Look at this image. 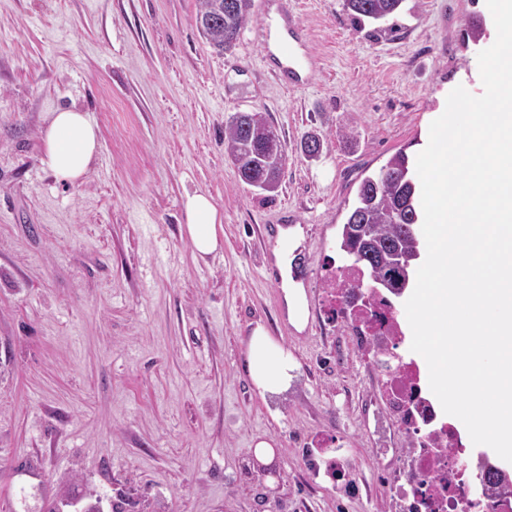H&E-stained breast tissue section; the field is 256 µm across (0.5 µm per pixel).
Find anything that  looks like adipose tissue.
<instances>
[{"label": "adipose tissue", "mask_w": 512, "mask_h": 512, "mask_svg": "<svg viewBox=\"0 0 512 512\" xmlns=\"http://www.w3.org/2000/svg\"><path fill=\"white\" fill-rule=\"evenodd\" d=\"M40 139V165L62 184L84 182L100 157V129L88 112L75 105H48L41 114ZM183 208L185 222L182 232L190 240L195 257L203 259L221 253L224 248V214L213 198L200 190L189 192L184 197ZM302 240V228H287L281 231L273 249L287 316L299 330L306 325V299L301 283L292 277L290 268L292 251L300 247ZM244 358L252 385L261 396L277 395L287 390L295 364L264 324L255 323L250 329Z\"/></svg>", "instance_id": "obj_1"}]
</instances>
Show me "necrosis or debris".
<instances>
[{
	"label": "necrosis or debris",
	"mask_w": 512,
	"mask_h": 512,
	"mask_svg": "<svg viewBox=\"0 0 512 512\" xmlns=\"http://www.w3.org/2000/svg\"><path fill=\"white\" fill-rule=\"evenodd\" d=\"M355 279L347 271L334 274L331 303L348 324L358 352L373 367L384 368L385 379L375 396L409 438L398 469L384 471L402 512H456L460 493L471 490L479 494L480 512H512V493L501 488L494 471L475 464L464 472L457 468L459 430L452 424L437 429L435 407L422 393L420 366L388 367L390 351L401 334L395 301L389 297L364 303L350 287Z\"/></svg>",
	"instance_id": "4bbe7bcc"
}]
</instances>
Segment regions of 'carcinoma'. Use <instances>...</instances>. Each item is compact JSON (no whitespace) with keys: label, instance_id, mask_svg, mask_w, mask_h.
<instances>
[{"label":"carcinoma","instance_id":"obj_1","mask_svg":"<svg viewBox=\"0 0 512 512\" xmlns=\"http://www.w3.org/2000/svg\"><path fill=\"white\" fill-rule=\"evenodd\" d=\"M403 0H345L353 19L376 22L397 11ZM224 0H201L197 22L202 34L220 52L234 48L249 13L217 21ZM224 153L256 179H271L285 154L279 137L263 112H239L224 130ZM417 187L404 151L395 153L378 173L364 177L342 225L340 249L349 266L366 274L375 290L399 298L413 280L422 246Z\"/></svg>","mask_w":512,"mask_h":512}]
</instances>
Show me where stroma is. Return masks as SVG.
Segmentation results:
<instances>
[{
    "label": "stroma",
    "mask_w": 512,
    "mask_h": 512,
    "mask_svg": "<svg viewBox=\"0 0 512 512\" xmlns=\"http://www.w3.org/2000/svg\"><path fill=\"white\" fill-rule=\"evenodd\" d=\"M199 0H0V512H45L66 479L124 512H398L381 477L388 423L369 400L383 373L327 311L324 282L360 181L417 158L448 94L481 95L496 39L485 0H404L353 22L343 0H253L235 48L197 26ZM295 19L312 57L291 88L274 73L271 14ZM480 20L479 42L466 38ZM77 104L101 133L97 169L63 185L39 163L40 114ZM238 112H263L287 162L275 195L224 153ZM323 143L314 159L305 137ZM224 214L201 261L181 232L185 193ZM278 224L301 227L308 324L288 322ZM263 323L296 364L277 399L245 370ZM279 450L278 483L248 461ZM339 457L340 473L327 471ZM275 441L266 438H257L253 444V456L250 459L251 465L254 468L272 466L279 454L277 448H275Z\"/></svg>",
    "instance_id": "obj_1"
}]
</instances>
